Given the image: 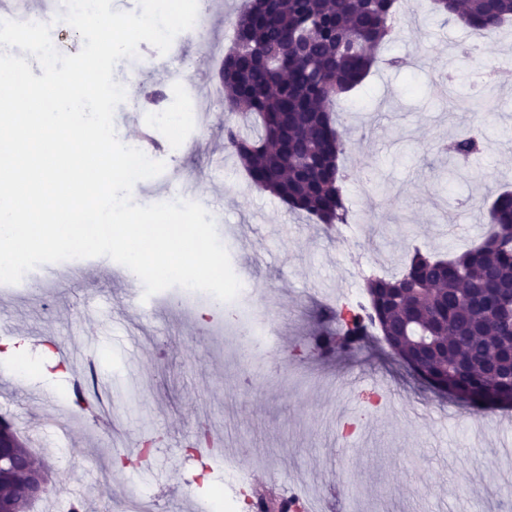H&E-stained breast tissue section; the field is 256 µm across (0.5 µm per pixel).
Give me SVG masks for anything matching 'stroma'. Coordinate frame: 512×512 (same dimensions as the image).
<instances>
[{
  "mask_svg": "<svg viewBox=\"0 0 512 512\" xmlns=\"http://www.w3.org/2000/svg\"><path fill=\"white\" fill-rule=\"evenodd\" d=\"M238 0H205L209 41L182 36L177 56L155 67L121 59L116 82L127 85L114 125L119 140L137 145L138 126L157 107L184 115L179 143L166 144V170L134 188L141 205L178 200L181 181L200 186L233 271L247 291L244 308L263 301L278 333L258 352L256 385L239 371V347L223 311L209 299L174 308L176 288L153 294L150 313L125 306L134 287L114 273L109 257L87 258L83 275L71 261L35 268L39 287H0V320L12 327L20 356L0 344V366L32 368L17 386L0 382V414L33 428L68 413L64 438L46 436L42 461L50 472L41 497L57 512L62 497L82 492L85 512H118L137 489L159 512H195L224 470L191 448L198 422L244 449L240 467L253 492L278 502L303 483L318 488L329 512H512L502 493L512 486V429L488 424L487 412L435 392L392 355L385 339L364 337L343 357H321L313 338L337 333L330 307L363 289L357 258L401 263L413 247L442 256L480 242L482 219L462 201L490 204L512 190V27L482 38L430 10V0H404L405 22L363 84L348 94L340 119L351 145L340 164L351 224L326 238L317 225L253 186L240 162L224 152V92L214 70L233 39ZM448 67L454 95L431 82V67ZM493 71L479 85V73ZM492 98L493 112L472 108ZM483 131L477 158L457 162L436 149L459 128ZM91 337L99 413L73 403L74 365L60 350ZM383 388L380 411L369 396ZM422 406L452 410L449 420H420ZM123 453H114L115 444Z\"/></svg>",
  "mask_w": 512,
  "mask_h": 512,
  "instance_id": "1",
  "label": "stroma"
}]
</instances>
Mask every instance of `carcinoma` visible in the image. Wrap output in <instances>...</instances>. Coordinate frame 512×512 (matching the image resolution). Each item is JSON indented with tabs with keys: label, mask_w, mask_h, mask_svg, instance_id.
<instances>
[{
	"label": "carcinoma",
	"mask_w": 512,
	"mask_h": 512,
	"mask_svg": "<svg viewBox=\"0 0 512 512\" xmlns=\"http://www.w3.org/2000/svg\"><path fill=\"white\" fill-rule=\"evenodd\" d=\"M433 11L483 36L512 26V0H433ZM401 22L398 0H275L254 15L245 0L235 16L234 45L224 56V148L248 179L313 224L348 223L339 159L342 100L360 86L377 51ZM484 150L471 129L446 145L467 161ZM483 243L448 259L416 249L404 270L367 277L364 288L381 333L395 355L454 395L512 404V193L485 209ZM501 307L490 317L487 304ZM12 465L0 471V495L15 512H30L25 469L42 465L13 422Z\"/></svg>",
	"instance_id": "carcinoma-1"
}]
</instances>
